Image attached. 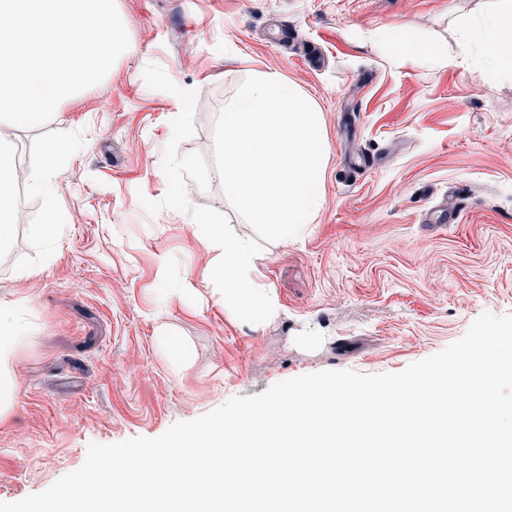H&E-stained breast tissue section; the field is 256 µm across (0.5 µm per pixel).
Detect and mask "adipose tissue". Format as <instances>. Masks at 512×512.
Here are the masks:
<instances>
[{"label":"adipose tissue","mask_w":512,"mask_h":512,"mask_svg":"<svg viewBox=\"0 0 512 512\" xmlns=\"http://www.w3.org/2000/svg\"><path fill=\"white\" fill-rule=\"evenodd\" d=\"M467 38L485 59L497 68H512V0L479 23L469 27ZM67 151L65 145H50L44 154L42 170L31 184L44 203V224L56 227L58 208L54 189L57 163ZM16 145L10 135L0 134V242L4 241L15 222L14 166ZM174 208L181 210L185 223L200 235L212 258L204 272L206 280L223 288L225 308L246 311L250 319L260 323L274 313L273 301L253 280L254 250L249 240L226 226L215 223L212 216L186 208L180 195H173ZM26 334L15 317L0 307V413L4 412L17 390L13 363Z\"/></svg>","instance_id":"ef3b65f1"}]
</instances>
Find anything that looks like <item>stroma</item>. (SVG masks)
<instances>
[{"label":"stroma","mask_w":512,"mask_h":512,"mask_svg":"<svg viewBox=\"0 0 512 512\" xmlns=\"http://www.w3.org/2000/svg\"><path fill=\"white\" fill-rule=\"evenodd\" d=\"M498 5L116 0L128 53L49 123L12 131L16 223L0 246V304L29 336L0 414V501L46 490L89 444L156 437L303 374L398 372L481 313L512 314V72L489 70L466 38ZM407 23L447 63L394 54ZM254 70L279 72L323 115V203L298 240L256 237L213 175L215 119ZM57 141L68 151L52 234L29 186ZM175 192L252 241L273 318L256 326L220 303ZM451 194L460 223L433 224Z\"/></svg>","instance_id":"35a3bbf8"}]
</instances>
